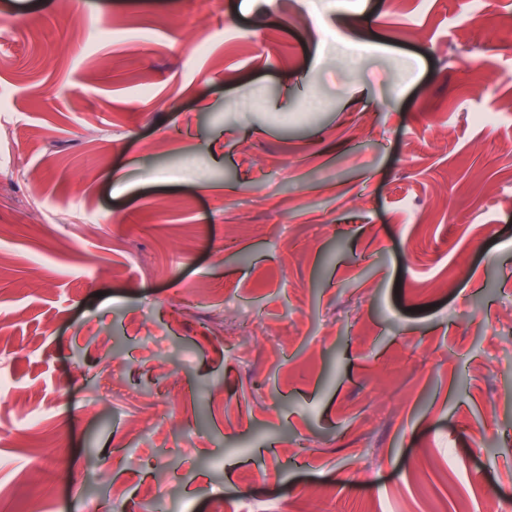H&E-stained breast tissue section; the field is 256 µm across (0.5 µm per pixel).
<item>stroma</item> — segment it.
I'll return each mask as SVG.
<instances>
[{
  "mask_svg": "<svg viewBox=\"0 0 512 512\" xmlns=\"http://www.w3.org/2000/svg\"><path fill=\"white\" fill-rule=\"evenodd\" d=\"M469 12L0 0V512L512 500V29Z\"/></svg>",
  "mask_w": 512,
  "mask_h": 512,
  "instance_id": "35a3bbf8",
  "label": "stroma"
}]
</instances>
